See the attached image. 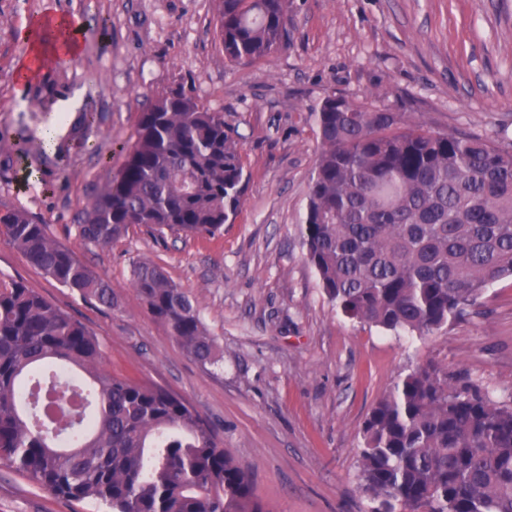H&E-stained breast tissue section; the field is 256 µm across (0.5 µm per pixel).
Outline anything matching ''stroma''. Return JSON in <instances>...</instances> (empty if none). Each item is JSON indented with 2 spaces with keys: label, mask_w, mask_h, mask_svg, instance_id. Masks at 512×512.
<instances>
[{
  "label": "stroma",
  "mask_w": 512,
  "mask_h": 512,
  "mask_svg": "<svg viewBox=\"0 0 512 512\" xmlns=\"http://www.w3.org/2000/svg\"><path fill=\"white\" fill-rule=\"evenodd\" d=\"M79 17L81 55L53 51L38 74L19 61L39 14ZM212 0H0V204L44 219L115 304L83 300L0 238V277L19 279L100 340L112 374L191 404L248 469L265 512H370L357 454L368 413L393 382L432 364L512 398V279L485 288L430 336L346 317L306 259L302 227L319 148L312 113L330 93L379 99L410 120L512 150V0H290L286 49L250 68L214 39ZM181 86L222 111L244 141L242 205L212 237L132 227L106 248L73 226L136 139L142 105ZM55 150L43 132L70 99ZM94 124H86V113ZM150 261L194 300L223 356L189 357L132 286ZM0 512H107L68 501L0 465Z\"/></svg>",
  "instance_id": "35a3bbf8"
}]
</instances>
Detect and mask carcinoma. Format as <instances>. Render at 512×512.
Listing matches in <instances>:
<instances>
[{"mask_svg":"<svg viewBox=\"0 0 512 512\" xmlns=\"http://www.w3.org/2000/svg\"><path fill=\"white\" fill-rule=\"evenodd\" d=\"M228 63L288 45V0H213ZM320 149L303 238L329 299L360 323L427 336L512 277V152L408 124L380 100L330 94L314 111ZM243 143L224 113L178 87L140 113L122 167L74 225L106 248L143 226L213 236L241 203ZM0 237L82 298L112 283L22 206ZM133 287L193 359L221 360L197 307L152 262ZM358 478L371 512H512V400L435 368L389 389L362 428ZM0 464L66 500L110 512H263L249 471L188 403L112 374L98 338L22 281L0 279Z\"/></svg>","mask_w":512,"mask_h":512,"instance_id":"obj_1","label":"carcinoma"}]
</instances>
